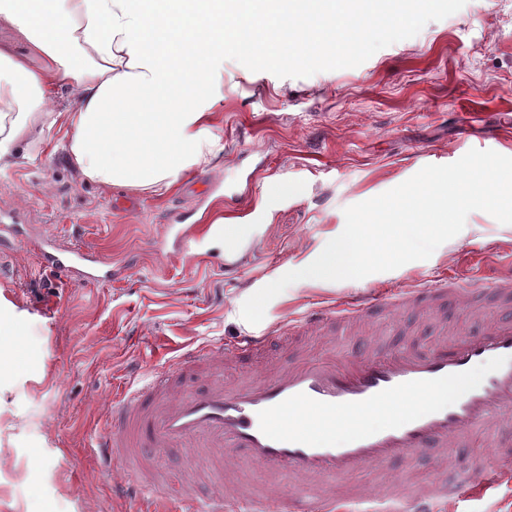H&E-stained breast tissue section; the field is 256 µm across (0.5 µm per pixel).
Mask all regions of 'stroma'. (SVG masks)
<instances>
[{"mask_svg":"<svg viewBox=\"0 0 512 512\" xmlns=\"http://www.w3.org/2000/svg\"><path fill=\"white\" fill-rule=\"evenodd\" d=\"M209 95L207 138L223 158L158 197L83 179L44 130L0 172V211L27 239L0 273V309L14 316L15 385L0 401V512H142L133 492L99 475L97 444L117 387L135 384L187 346L231 342L350 294H383L439 271L486 280L512 262V225L471 212L429 259L360 280L303 279L256 325L243 303L306 267L345 225L344 208L470 149L512 156V0H425L337 32L309 62L269 64L225 52ZM285 181L287 198L273 195ZM236 221L244 250L224 270V243L194 262L168 225ZM51 240L128 266L126 277L84 285L45 270ZM13 428H4V421Z\"/></svg>","mask_w":512,"mask_h":512,"instance_id":"1","label":"stroma"}]
</instances>
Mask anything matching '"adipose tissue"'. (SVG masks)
<instances>
[{
  "label": "adipose tissue",
  "instance_id": "1",
  "mask_svg": "<svg viewBox=\"0 0 512 512\" xmlns=\"http://www.w3.org/2000/svg\"><path fill=\"white\" fill-rule=\"evenodd\" d=\"M325 0H0V30L27 41L34 66L0 47V170L20 143L64 123L70 164L85 179L158 194L211 163L208 85L225 51L262 49L267 61H302L329 46L305 27L276 43L264 33L291 11L318 16ZM75 94L64 109L56 89Z\"/></svg>",
  "mask_w": 512,
  "mask_h": 512
}]
</instances>
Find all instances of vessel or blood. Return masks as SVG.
I'll list each match as a JSON object with an SVG mask.
<instances>
[{
  "mask_svg": "<svg viewBox=\"0 0 512 512\" xmlns=\"http://www.w3.org/2000/svg\"><path fill=\"white\" fill-rule=\"evenodd\" d=\"M46 267L98 283L122 274L55 247ZM449 302L483 313L488 324L449 325L441 313ZM410 313L436 323L431 348L387 350L377 332L335 347L350 326ZM305 336L333 347L332 356L297 351ZM275 342L293 348L287 362L269 360ZM479 429L494 435L489 461L460 471L454 485L473 495L512 479V274L480 291L475 281L439 273L383 299L350 297L288 318L258 336L185 347L143 386L114 397L98 448L102 473H127L149 512L167 510L144 462L174 446L189 478L208 464L221 473L211 495L187 497L188 512H444L454 487L438 478L417 486L405 473L367 490L346 480L366 470L384 476L389 463L420 456L446 466L449 449ZM285 474L296 493L283 486Z\"/></svg>",
  "mask_w": 512,
  "mask_h": 512,
  "instance_id": "b4317fda",
  "label": "vessel or blood"
}]
</instances>
